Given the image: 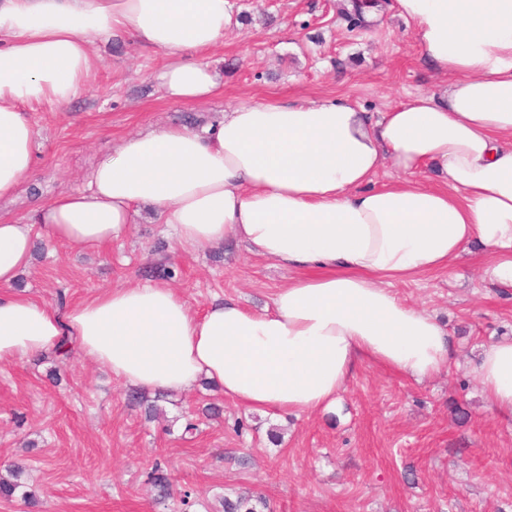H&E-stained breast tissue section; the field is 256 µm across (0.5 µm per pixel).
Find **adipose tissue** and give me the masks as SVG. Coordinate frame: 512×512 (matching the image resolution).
<instances>
[{
  "label": "adipose tissue",
  "mask_w": 512,
  "mask_h": 512,
  "mask_svg": "<svg viewBox=\"0 0 512 512\" xmlns=\"http://www.w3.org/2000/svg\"><path fill=\"white\" fill-rule=\"evenodd\" d=\"M421 58L448 82L374 115L347 99L243 102L201 129H152L100 158L86 189L33 223L0 221V363L77 345L144 391L207 380L244 410L332 409L366 365L422 382L454 342L393 287L481 245L484 278L512 288V0H396ZM230 0H0V197L32 175L33 104L67 106L94 68L91 42L127 38L170 64L165 94L193 100L221 83L199 52L216 47ZM397 171L382 188L384 164ZM434 171L442 189L422 178ZM154 208L181 248L227 241L288 270L259 310L215 300L195 311L157 280L57 309L14 285L35 236L98 249ZM485 397L512 418V339L483 347Z\"/></svg>",
  "instance_id": "1"
}]
</instances>
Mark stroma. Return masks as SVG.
<instances>
[{"label":"stroma","instance_id":"obj_1","mask_svg":"<svg viewBox=\"0 0 512 512\" xmlns=\"http://www.w3.org/2000/svg\"><path fill=\"white\" fill-rule=\"evenodd\" d=\"M224 40L203 53L221 78L213 98L184 102L157 81L158 51L118 40L91 47L97 66L67 107L29 108L38 164L0 218L27 222L50 200L87 188L97 159L139 132L201 128L246 101L346 98L378 113L414 92H434L444 76L420 58L394 0H377L365 25L350 27V0H231ZM171 267L169 285L196 310L232 297L267 305L289 274L232 243L206 253L177 246L169 225L140 209L126 233L98 250L44 244L21 276L39 301L74 303L149 280ZM404 302L435 316L452 336L456 361L421 383L361 369L335 411L296 418L246 412L196 384L161 393L158 418L129 406V388L78 350L0 363V475L25 467L32 501L0 498V512H220L227 494L265 496L267 512H512V420L483 395L472 366L483 345L512 338V293L482 276L474 248L448 270L397 284ZM193 438L186 418L202 407ZM468 418L458 422L456 409ZM168 470L160 497L148 474Z\"/></svg>","mask_w":512,"mask_h":512}]
</instances>
